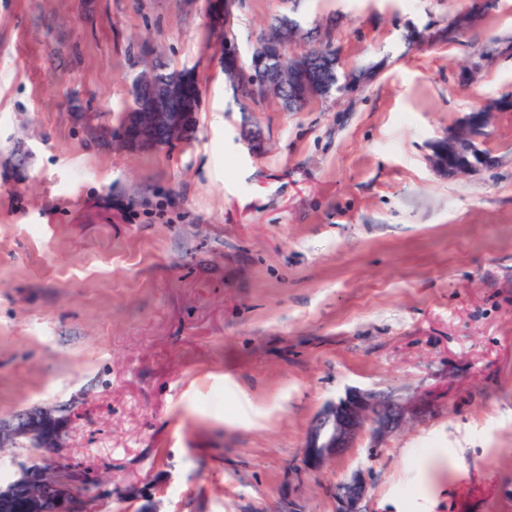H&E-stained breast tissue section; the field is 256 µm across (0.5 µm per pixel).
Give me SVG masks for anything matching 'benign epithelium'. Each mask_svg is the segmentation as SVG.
<instances>
[{
  "label": "benign epithelium",
  "instance_id": "benign-epithelium-1",
  "mask_svg": "<svg viewBox=\"0 0 512 512\" xmlns=\"http://www.w3.org/2000/svg\"><path fill=\"white\" fill-rule=\"evenodd\" d=\"M288 39H266L259 46V62L278 59ZM255 94L277 98L284 86L277 69H257L250 77ZM149 86L141 104L146 111L127 112L120 143L130 151H150L174 141L193 129L196 113L166 112L169 103L188 92L187 72L178 71L165 83L154 85L151 74H142L139 86ZM512 108V101L498 100L477 112L467 113L459 126L430 144L429 163L446 177L474 176L492 167L495 158L483 149L496 113ZM413 416L407 405L375 392L357 388L328 402L310 425L298 466L308 473H319L347 449L354 447L363 432L370 434L371 447L397 431ZM65 416L48 411L18 415L8 431L0 428V446L31 448L35 455L18 463L11 479L0 484V512H96L97 492L85 493L81 486L94 477L62 453L60 436ZM368 490L365 473L351 476L331 489L336 512H365L363 502Z\"/></svg>",
  "mask_w": 512,
  "mask_h": 512
}]
</instances>
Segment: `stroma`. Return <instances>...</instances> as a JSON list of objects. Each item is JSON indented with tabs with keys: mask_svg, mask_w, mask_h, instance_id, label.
<instances>
[{
	"mask_svg": "<svg viewBox=\"0 0 512 512\" xmlns=\"http://www.w3.org/2000/svg\"><path fill=\"white\" fill-rule=\"evenodd\" d=\"M282 14L360 83L239 103L213 0H0V421L67 409L98 512H334L358 469L366 512H512V109L494 167L428 162L512 99V0H234L239 51ZM157 57L194 70V130L94 137ZM353 387L422 410L298 470ZM506 108H512V101L498 100L480 107V112L467 113L459 126L432 141L428 159L433 170L442 176L458 177L491 168L496 159L483 146L496 113Z\"/></svg>",
	"mask_w": 512,
	"mask_h": 512,
	"instance_id": "1",
	"label": "stroma"
}]
</instances>
